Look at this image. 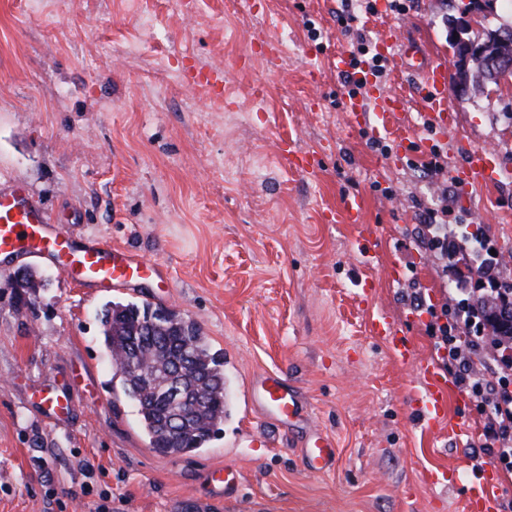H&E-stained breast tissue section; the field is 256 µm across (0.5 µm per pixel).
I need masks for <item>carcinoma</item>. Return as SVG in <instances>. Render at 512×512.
<instances>
[{"label": "carcinoma", "instance_id": "obj_1", "mask_svg": "<svg viewBox=\"0 0 512 512\" xmlns=\"http://www.w3.org/2000/svg\"><path fill=\"white\" fill-rule=\"evenodd\" d=\"M474 235L466 232L449 257L466 269L480 264L486 274L496 256L478 253L471 244ZM28 288L27 307L35 306L36 289L44 287L39 273L23 268ZM104 346L112 352L121 349L125 360L117 363L123 394L136 404L138 422L152 448L163 454H181L204 447L224 420V358L211 352L200 328L187 323L169 310L148 302H109L101 317ZM203 380L204 401L185 412L188 425L177 434L167 430L168 419L180 413L163 392L173 381L191 385Z\"/></svg>", "mask_w": 512, "mask_h": 512}]
</instances>
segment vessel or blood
<instances>
[{"label": "vessel or blood", "mask_w": 512, "mask_h": 512, "mask_svg": "<svg viewBox=\"0 0 512 512\" xmlns=\"http://www.w3.org/2000/svg\"><path fill=\"white\" fill-rule=\"evenodd\" d=\"M380 52L402 64L413 61L410 46L400 38L379 39ZM423 80L418 86V96L426 110L440 125H447L448 81L444 70L436 65L423 66ZM376 123L372 135L389 134L400 142H408L413 134L401 114L408 103L404 91L374 89ZM469 180L480 185L495 184L499 171L493 152L476 148L465 158ZM27 260L51 261L69 280L97 292L140 284L149 280H163L164 273L157 263L134 257L127 250L113 248L111 243L90 238L77 242L71 231L54 224L52 212L46 202L31 193L24 185H15L0 191V261L4 263ZM370 331L382 337L395 356L403 362L413 356V347L406 337L400 336L386 317L371 320ZM423 391L415 401L428 424L440 422L448 399V382L434 366H423ZM252 402L266 419L282 424L300 420L303 405L295 389L278 373L266 372L254 380L250 390ZM76 402L75 393L59 391L49 399L55 423L67 421ZM301 452L310 470L323 472L335 463L332 438L319 429L308 432ZM211 479L218 495L236 490L240 474L235 467L219 465L211 472ZM470 512H497V487L490 476L470 481L466 485Z\"/></svg>", "instance_id": "obj_1"}]
</instances>
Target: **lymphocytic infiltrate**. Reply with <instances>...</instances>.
<instances>
[{"instance_id": "f902f5d3", "label": "lymphocytic infiltrate", "mask_w": 512, "mask_h": 512, "mask_svg": "<svg viewBox=\"0 0 512 512\" xmlns=\"http://www.w3.org/2000/svg\"><path fill=\"white\" fill-rule=\"evenodd\" d=\"M448 194L422 207L418 240L429 253L448 256ZM492 304L501 299L500 290L471 288L439 306L414 294L412 305L431 317L426 326L442 350L441 368L453 382L468 392L487 417L483 430V454L506 470H512V361L504 362L491 353L487 330L471 314L474 297Z\"/></svg>"}]
</instances>
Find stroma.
I'll list each match as a JSON object with an SVG mask.
<instances>
[{
	"instance_id": "35a3bbf8",
	"label": "stroma",
	"mask_w": 512,
	"mask_h": 512,
	"mask_svg": "<svg viewBox=\"0 0 512 512\" xmlns=\"http://www.w3.org/2000/svg\"><path fill=\"white\" fill-rule=\"evenodd\" d=\"M0 0V186L18 179L58 224L158 262L169 287L149 282L105 293L64 279L49 261L32 308H17L0 274V512H469L460 486L431 471L476 479L492 469L500 501L512 471L479 454L484 417L450 388L444 419L420 421L411 402L422 366L439 364L428 314L405 299L416 284L434 304L450 285L417 243L421 205L437 192L418 162L439 151L451 224L490 237L512 271V88L458 96L443 130L418 98L405 119L419 147L375 140L368 96L360 128L334 66L350 40L341 8L370 41L397 33L424 60L453 69L444 16L469 0H402L373 18L358 0ZM319 38L308 35V26ZM224 73L217 92L187 82ZM314 155L292 170L282 144ZM496 149L500 181L467 184L469 150ZM362 202L359 223L340 215ZM338 220H331V212ZM372 230L377 260L354 246ZM372 285L358 304L359 285ZM160 304L194 321L224 354L231 399L204 448H151L133 403L112 387L98 313L110 301ZM384 315L412 340L398 361L368 323ZM283 371L314 424L336 440V467L309 472L306 426L279 428L251 407V379ZM78 391L65 425L50 426L47 397ZM466 426L458 440L452 427ZM241 471L237 499L212 496L207 470Z\"/></svg>"
}]
</instances>
